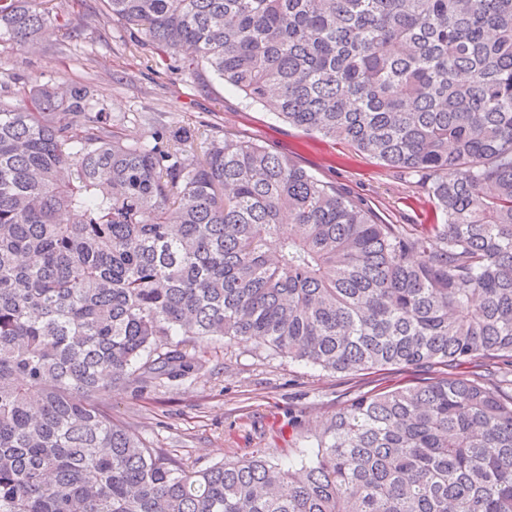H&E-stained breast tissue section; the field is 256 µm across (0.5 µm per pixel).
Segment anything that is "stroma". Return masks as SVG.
Wrapping results in <instances>:
<instances>
[{
  "mask_svg": "<svg viewBox=\"0 0 512 512\" xmlns=\"http://www.w3.org/2000/svg\"><path fill=\"white\" fill-rule=\"evenodd\" d=\"M53 4L67 14L68 27L45 26L28 49L1 44L0 70L28 84L92 86L128 138H147L161 126L190 129L200 143L233 134L292 157L384 221L432 222L434 202L423 183L406 181L345 143L289 126L220 79L203 84L176 74L157 62L142 34L107 18L102 0ZM200 357L202 368L183 380L150 384L135 394L120 389L101 399L114 419L197 470L256 450L282 464L298 462L306 436L342 403L425 377L395 367L331 373L263 352L249 341L218 343Z\"/></svg>",
  "mask_w": 512,
  "mask_h": 512,
  "instance_id": "obj_1",
  "label": "stroma"
}]
</instances>
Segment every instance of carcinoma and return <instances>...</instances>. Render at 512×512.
I'll return each mask as SVG.
<instances>
[{
	"instance_id": "cac0c4a2",
	"label": "carcinoma",
	"mask_w": 512,
	"mask_h": 512,
	"mask_svg": "<svg viewBox=\"0 0 512 512\" xmlns=\"http://www.w3.org/2000/svg\"><path fill=\"white\" fill-rule=\"evenodd\" d=\"M0 0V43L68 26ZM175 71L426 182L384 224L233 135L129 140L88 85L0 71V512H512V0H104ZM179 340H174V337ZM251 340L333 373L446 376L336 409L301 469L194 470L99 398Z\"/></svg>"
}]
</instances>
